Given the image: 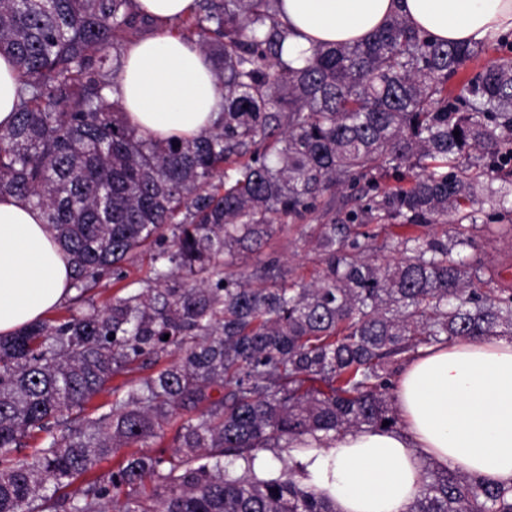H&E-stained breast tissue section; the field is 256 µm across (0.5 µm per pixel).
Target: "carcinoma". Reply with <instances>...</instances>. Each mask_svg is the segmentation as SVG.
I'll list each match as a JSON object with an SVG mask.
<instances>
[{"label":"carcinoma","instance_id":"1","mask_svg":"<svg viewBox=\"0 0 512 512\" xmlns=\"http://www.w3.org/2000/svg\"><path fill=\"white\" fill-rule=\"evenodd\" d=\"M281 4L196 0L172 25L209 59L224 102L212 127L157 139L112 97L125 46L153 27L135 0H0V55L20 84L0 127V197L42 211L74 302L107 280L130 287L127 264L148 260L137 291L0 337V512H336L291 467L258 478L257 452L393 429L389 376L404 354L512 336V289L478 287L471 239L448 233L512 196V50L455 93L448 80L486 45L435 42L396 13L364 42L300 51L296 67ZM362 182L375 194L358 209L301 225L313 281L275 256L237 267ZM389 220L405 229L400 258L376 264L364 227ZM177 418L172 453L148 451ZM122 448L133 452L96 476ZM423 474L409 512H512V485L449 465ZM81 478L86 489L63 493Z\"/></svg>","mask_w":512,"mask_h":512}]
</instances>
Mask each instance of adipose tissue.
<instances>
[{"label": "adipose tissue", "instance_id": "obj_1", "mask_svg": "<svg viewBox=\"0 0 512 512\" xmlns=\"http://www.w3.org/2000/svg\"><path fill=\"white\" fill-rule=\"evenodd\" d=\"M157 25L129 44L116 96L139 129L187 137L219 117L222 92L206 56L169 26L194 0H136ZM404 14L430 38L454 44L512 32V0H283L290 36L283 57L320 43H354ZM70 264L40 210L0 199V335L43 318L71 295ZM401 430L358 429L330 451L295 442L306 484L336 512H407L422 487V460L512 484V340L487 336L422 349L406 364L396 392Z\"/></svg>", "mask_w": 512, "mask_h": 512}]
</instances>
